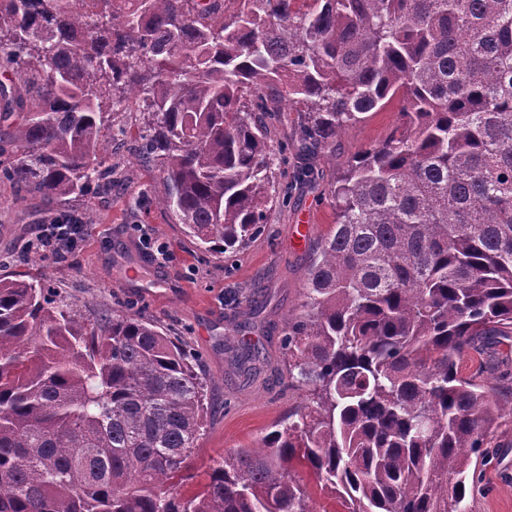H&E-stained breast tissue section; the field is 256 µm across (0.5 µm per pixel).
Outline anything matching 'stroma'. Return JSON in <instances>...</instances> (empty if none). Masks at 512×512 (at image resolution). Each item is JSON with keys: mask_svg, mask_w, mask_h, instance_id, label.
I'll return each mask as SVG.
<instances>
[{"mask_svg": "<svg viewBox=\"0 0 512 512\" xmlns=\"http://www.w3.org/2000/svg\"><path fill=\"white\" fill-rule=\"evenodd\" d=\"M398 109L391 104L341 133L337 165L385 138ZM162 190L160 172L146 165L140 166L136 182L115 180L111 195L94 201L96 222L81 250L67 261L49 259L33 266L20 256L38 225L62 206L16 200L13 186L1 180L0 275L57 282L98 314L143 313L199 356L212 409L181 486L182 493L191 495L202 489L214 460L254 445L295 405L282 356L285 323L302 300L311 247L330 231L335 214L326 183L280 185L284 204L260 235L228 258L196 249L182 226L156 205ZM143 232L167 246L165 264L142 249ZM243 325L263 352L259 368L248 376L239 372L229 350L230 339ZM491 445L493 455L468 497L470 512H512V421L502 423Z\"/></svg>", "mask_w": 512, "mask_h": 512, "instance_id": "stroma-1", "label": "stroma"}]
</instances>
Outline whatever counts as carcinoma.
Here are the masks:
<instances>
[{"label":"carcinoma","mask_w":512,"mask_h":512,"mask_svg":"<svg viewBox=\"0 0 512 512\" xmlns=\"http://www.w3.org/2000/svg\"><path fill=\"white\" fill-rule=\"evenodd\" d=\"M143 113L138 161L193 243L234 254L279 202L280 153L314 186L336 139L398 101L328 187L288 315L299 401L255 448L185 480L208 410L187 346L146 316H88L0 277V512H469L512 397L484 380L512 338V0H0V180L68 203L112 188L105 115ZM479 354L466 374L460 358ZM252 370L260 344L232 346ZM300 476L307 485L312 498V505L316 512H337V510H340L334 496L330 492L322 490L316 485L313 478L309 477L306 473H300Z\"/></svg>","instance_id":"carcinoma-1"}]
</instances>
